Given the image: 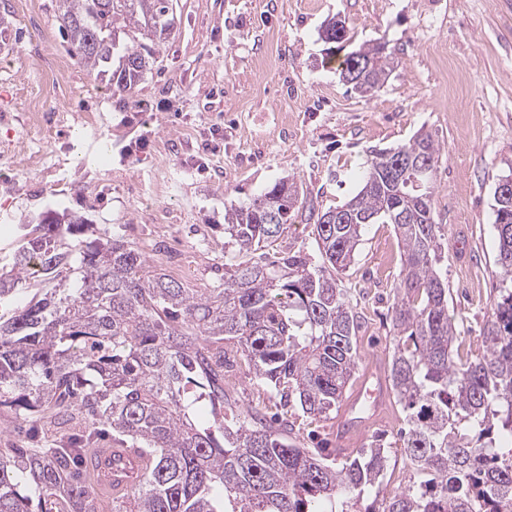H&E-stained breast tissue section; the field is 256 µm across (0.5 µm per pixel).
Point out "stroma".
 Listing matches in <instances>:
<instances>
[{"instance_id": "1", "label": "stroma", "mask_w": 512, "mask_h": 512, "mask_svg": "<svg viewBox=\"0 0 512 512\" xmlns=\"http://www.w3.org/2000/svg\"><path fill=\"white\" fill-rule=\"evenodd\" d=\"M173 9L154 69L126 93L78 65L57 0H0V148L15 147L0 158V258L18 247L22 223L67 213L139 247L185 287H210L238 253L224 238L229 205L290 177L303 189L299 212L265 257L301 249L316 261L308 210L342 205L371 149L423 131L440 147L433 209L448 311L462 350L481 352L499 278L494 192L512 174V0H174ZM335 16L346 21L344 52L376 41L396 49L399 65L375 93L325 64L320 31ZM62 61L68 77L46 88L45 72ZM35 96L70 102L46 136L22 121ZM401 254L392 225H368L340 276L362 324L358 371L388 369ZM229 378L236 410L276 414L247 367ZM289 420V441L337 460L382 439V486L412 477L398 405L342 443L337 415Z\"/></svg>"}]
</instances>
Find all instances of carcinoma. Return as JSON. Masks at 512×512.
I'll return each mask as SVG.
<instances>
[{"label":"carcinoma","mask_w":512,"mask_h":512,"mask_svg":"<svg viewBox=\"0 0 512 512\" xmlns=\"http://www.w3.org/2000/svg\"><path fill=\"white\" fill-rule=\"evenodd\" d=\"M57 2L80 66L119 90L141 80L170 35L172 0ZM346 33L334 18L321 30L335 45ZM355 58L370 62L364 79L376 90L395 69L385 43L344 63ZM392 151L409 164L399 186L388 177ZM439 156L428 133L371 150L360 190L316 216L319 265L300 249L253 260L287 229L294 180L230 206L224 235L238 255L211 288L184 287L80 216L30 225L0 274V406L60 442L0 454V512H98L84 462L106 429L146 457L112 512H512V196L496 200L500 275L484 352L464 359L439 267ZM369 224L393 225L402 245L388 382L419 480L356 511L382 476L384 444L329 463L324 449L288 442V425L234 411L224 374L240 357L284 412L315 420L340 407L360 322L336 273L350 268ZM32 288L42 298L21 300ZM202 402L219 406L220 419L199 422Z\"/></svg>","instance_id":"obj_1"}]
</instances>
